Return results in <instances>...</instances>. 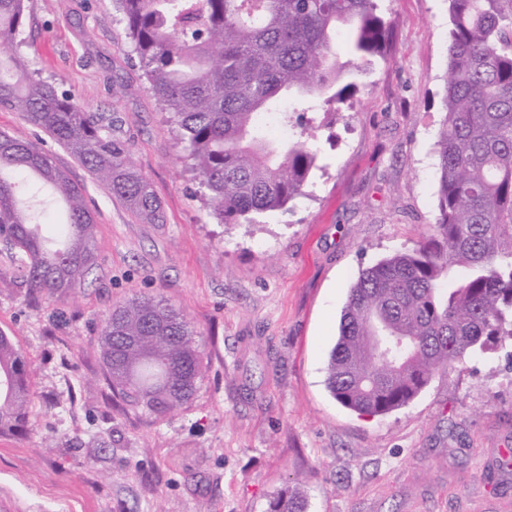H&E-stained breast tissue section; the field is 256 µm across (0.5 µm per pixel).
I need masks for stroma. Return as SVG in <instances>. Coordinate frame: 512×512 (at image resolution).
I'll use <instances>...</instances> for the list:
<instances>
[{
    "label": "stroma",
    "instance_id": "1",
    "mask_svg": "<svg viewBox=\"0 0 512 512\" xmlns=\"http://www.w3.org/2000/svg\"><path fill=\"white\" fill-rule=\"evenodd\" d=\"M392 24L359 89L316 114L302 195L252 224H219L175 125L142 76L112 0H27L33 70L103 116L152 184L163 220L137 218L20 112L0 131L86 188L97 265L54 301L28 295L0 254V330L31 365L25 434L0 433V512H267L301 484L307 512H512V361L436 372L407 406L362 416L325 385L360 272L435 224L448 0H378ZM165 299L199 336L205 376L161 417L115 399L98 340L113 304Z\"/></svg>",
    "mask_w": 512,
    "mask_h": 512
}]
</instances>
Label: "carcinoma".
<instances>
[{
	"mask_svg": "<svg viewBox=\"0 0 512 512\" xmlns=\"http://www.w3.org/2000/svg\"><path fill=\"white\" fill-rule=\"evenodd\" d=\"M126 37L219 224L251 223L302 194L317 154L315 126L275 142L271 126L292 98L329 109L358 85L341 80L336 34L349 52L383 53L391 24L377 0H113ZM26 0H0V110L22 112L77 158L139 218L161 205L125 144L101 117L30 70L19 37ZM445 118L438 132V210L432 234L361 271L327 367L342 406L382 415L408 405L439 370L512 346V0H449ZM52 190L68 221L44 233L16 181ZM96 219L82 186L33 143L0 132V252L33 295L56 300L97 261ZM385 328L382 346L367 340ZM101 357L112 393L130 410L163 415L195 395L205 366L187 313L136 298L103 320ZM30 364L0 331V433H23ZM268 512H307L295 486Z\"/></svg>",
	"mask_w": 512,
	"mask_h": 512,
	"instance_id": "obj_1",
	"label": "carcinoma"
}]
</instances>
